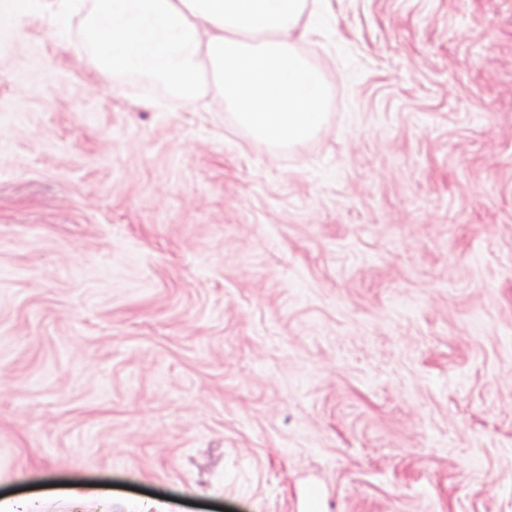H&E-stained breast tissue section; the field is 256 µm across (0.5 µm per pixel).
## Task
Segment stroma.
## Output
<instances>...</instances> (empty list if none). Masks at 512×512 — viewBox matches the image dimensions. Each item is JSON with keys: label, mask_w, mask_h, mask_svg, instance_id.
Returning <instances> with one entry per match:
<instances>
[{"label": "stroma", "mask_w": 512, "mask_h": 512, "mask_svg": "<svg viewBox=\"0 0 512 512\" xmlns=\"http://www.w3.org/2000/svg\"><path fill=\"white\" fill-rule=\"evenodd\" d=\"M0 26V512H512V0H329L328 109Z\"/></svg>", "instance_id": "35a3bbf8"}]
</instances>
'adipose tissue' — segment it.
<instances>
[{
  "mask_svg": "<svg viewBox=\"0 0 512 512\" xmlns=\"http://www.w3.org/2000/svg\"><path fill=\"white\" fill-rule=\"evenodd\" d=\"M1 12L17 38L22 19L49 14L60 40L69 37L66 20L80 15L99 76L137 72L183 100L199 99L209 65L226 106L260 142L307 140L327 108L296 49L324 17L307 0H0Z\"/></svg>",
  "mask_w": 512,
  "mask_h": 512,
  "instance_id": "adipose-tissue-1",
  "label": "adipose tissue"
}]
</instances>
